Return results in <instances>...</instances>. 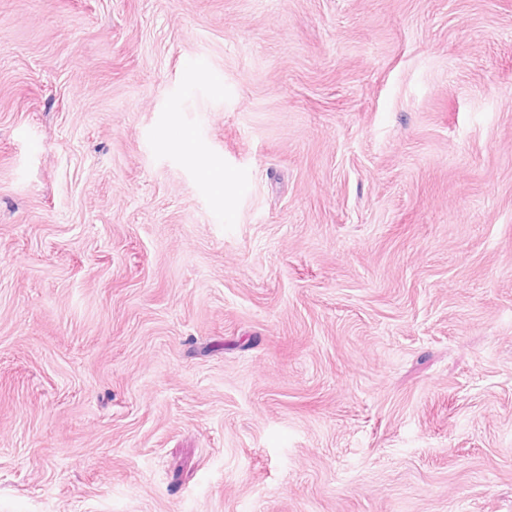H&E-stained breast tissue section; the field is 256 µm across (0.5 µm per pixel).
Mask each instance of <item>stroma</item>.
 I'll use <instances>...</instances> for the list:
<instances>
[{
    "label": "stroma",
    "mask_w": 512,
    "mask_h": 512,
    "mask_svg": "<svg viewBox=\"0 0 512 512\" xmlns=\"http://www.w3.org/2000/svg\"><path fill=\"white\" fill-rule=\"evenodd\" d=\"M0 512H512V0H0Z\"/></svg>",
    "instance_id": "1"
}]
</instances>
